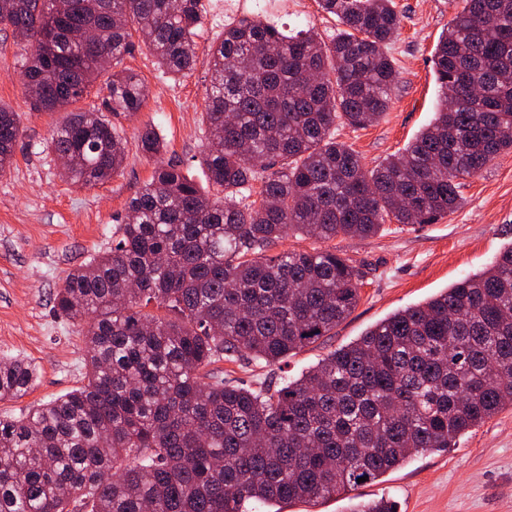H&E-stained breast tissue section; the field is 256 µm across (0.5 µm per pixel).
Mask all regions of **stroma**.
I'll return each mask as SVG.
<instances>
[{"label":"stroma","mask_w":512,"mask_h":512,"mask_svg":"<svg viewBox=\"0 0 512 512\" xmlns=\"http://www.w3.org/2000/svg\"><path fill=\"white\" fill-rule=\"evenodd\" d=\"M462 0H395L399 35L389 52L398 71L388 112L364 129L338 127L336 137L373 169L402 150L434 116L439 89L432 54ZM196 29V61L175 78L159 68L148 50L135 48L122 68L145 82L148 98L124 129L126 159L105 184L66 182L52 150L60 112H37L20 80L21 47L0 31V104L17 112L22 135L12 166L0 173V358L20 355L36 362L40 377L19 399L0 401V417L19 418L83 385L85 344L79 326L56 318L53 296L73 269L112 241L126 204L157 163L179 165L203 191H210L201 153L206 145L204 100L210 82L209 47L224 25L242 14H259L286 30L313 28L323 40L337 32L334 16L317 0H206ZM152 126L166 147L160 158L140 150L137 132ZM462 206L434 224H388L370 238L320 241L291 236L278 251L336 250L364 275L351 314L324 343L305 348L284 365L223 363L225 374L244 382L295 377L328 351L348 344L396 310L419 304L460 278L481 272L512 244V152L495 158L464 180ZM365 499L392 497L398 512H512V408L460 437L455 447L418 455L402 467L360 486Z\"/></svg>","instance_id":"1"}]
</instances>
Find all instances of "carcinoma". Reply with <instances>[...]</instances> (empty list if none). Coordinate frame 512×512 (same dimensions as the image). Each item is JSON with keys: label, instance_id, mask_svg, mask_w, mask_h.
I'll list each match as a JSON object with an SVG mask.
<instances>
[{"label": "carcinoma", "instance_id": "carcinoma-1", "mask_svg": "<svg viewBox=\"0 0 512 512\" xmlns=\"http://www.w3.org/2000/svg\"><path fill=\"white\" fill-rule=\"evenodd\" d=\"M0 0V30L31 33L21 83L59 112L102 76L95 111L70 113L51 144L63 177L117 175L143 80L115 70L135 44L174 76L192 70L205 0ZM432 62L443 97L402 151L367 170L337 126L390 108L394 0H318L341 29L286 33L259 15L224 25L210 48L202 153L215 194L158 165L112 244L71 271L54 314L83 327L86 383L0 418V512H251L248 505L347 494L512 406V244L485 270L398 310L275 385L215 374L241 359L281 363L331 334L363 276L332 249H267L289 234L368 238L384 224H433L461 181L512 152V0H462ZM89 29V41L70 31ZM21 137L0 104V173ZM138 146L156 157L158 131ZM259 188H254V184ZM38 367L0 360V400L25 396ZM347 512H398L351 502Z\"/></svg>", "mask_w": 512, "mask_h": 512}]
</instances>
